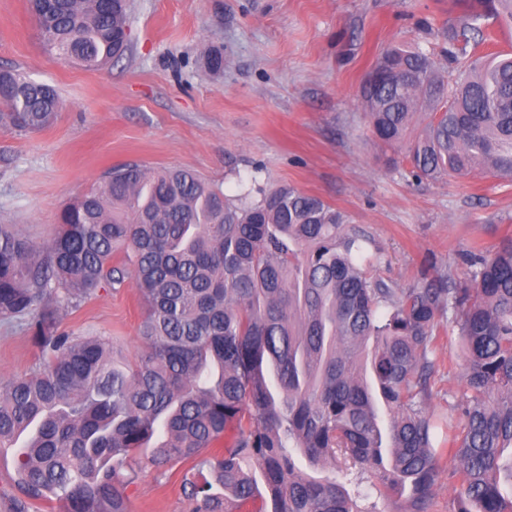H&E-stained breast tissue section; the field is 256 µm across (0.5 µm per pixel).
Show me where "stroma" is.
<instances>
[{
    "instance_id": "stroma-1",
    "label": "stroma",
    "mask_w": 512,
    "mask_h": 512,
    "mask_svg": "<svg viewBox=\"0 0 512 512\" xmlns=\"http://www.w3.org/2000/svg\"><path fill=\"white\" fill-rule=\"evenodd\" d=\"M452 0H131V46L87 70L46 50L27 0H0V69L54 87L63 103L42 130H0V224L40 243L62 205L112 166L179 167L235 195L238 177L291 184L364 230L379 275L413 287L421 267L463 278L464 254L512 237V181L479 173L417 182L387 162L359 103L389 44L442 61ZM220 51L224 66L206 58ZM144 310L136 288H105L60 312L72 336H103L134 360ZM433 408L446 411L463 377L456 335L438 336ZM38 348L28 319L0 320V381L29 371ZM126 489L129 512H191L186 465L159 470L145 454Z\"/></svg>"
}]
</instances>
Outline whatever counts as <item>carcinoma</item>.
Instances as JSON below:
<instances>
[{
    "instance_id": "cac0c4a2",
    "label": "carcinoma",
    "mask_w": 512,
    "mask_h": 512,
    "mask_svg": "<svg viewBox=\"0 0 512 512\" xmlns=\"http://www.w3.org/2000/svg\"><path fill=\"white\" fill-rule=\"evenodd\" d=\"M453 2L464 26L443 31L442 53L460 65L454 78L393 45L361 84L364 112L417 179H512V52L476 55L479 21L512 27V0ZM28 6L43 43L82 67L127 50L116 36L129 0ZM60 108L52 86L0 71L1 130L43 129ZM421 112L429 121L411 138ZM370 244L293 185L266 190L252 177L229 198L190 171L139 164L65 203L44 245L0 224V320L30 317L40 357L0 383V448L16 449L23 496L14 512L27 499L128 512L130 461L143 451L159 469L191 464L192 512H377L345 488L365 473L408 494L406 512H431L444 472L457 512H512V237L464 256L468 287L428 268L412 288L385 281ZM129 281L145 307L134 361L100 336L58 332L57 307ZM442 331L457 332L464 365L446 444L430 388Z\"/></svg>"
}]
</instances>
